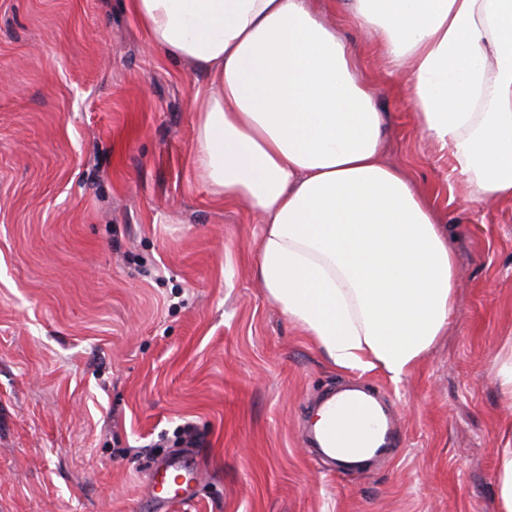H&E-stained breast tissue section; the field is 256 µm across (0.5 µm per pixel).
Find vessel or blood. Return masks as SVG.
Here are the masks:
<instances>
[{"mask_svg": "<svg viewBox=\"0 0 512 512\" xmlns=\"http://www.w3.org/2000/svg\"><path fill=\"white\" fill-rule=\"evenodd\" d=\"M309 412L314 421L305 428L303 442L315 461L342 473H363L399 455V419L391 400L373 384L338 383L323 391ZM200 477L192 457L161 460L150 474V497L160 512H177L193 500Z\"/></svg>", "mask_w": 512, "mask_h": 512, "instance_id": "b4317fda", "label": "vessel or blood"}]
</instances>
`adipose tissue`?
I'll use <instances>...</instances> for the list:
<instances>
[{"label": "adipose tissue", "mask_w": 512, "mask_h": 512, "mask_svg": "<svg viewBox=\"0 0 512 512\" xmlns=\"http://www.w3.org/2000/svg\"><path fill=\"white\" fill-rule=\"evenodd\" d=\"M150 47L206 78L198 180L262 224L255 273L340 369L409 377L453 315L441 214L383 160L356 50L315 0H128ZM470 203L512 204V0H345Z\"/></svg>", "instance_id": "adipose-tissue-1"}]
</instances>
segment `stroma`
Segmentation results:
<instances>
[{"mask_svg":"<svg viewBox=\"0 0 512 512\" xmlns=\"http://www.w3.org/2000/svg\"><path fill=\"white\" fill-rule=\"evenodd\" d=\"M318 7L457 262L445 336L400 383L365 375L395 403L398 458L336 475L308 456L307 402L350 373L255 277L259 217L196 177L204 76L152 50L127 0H0V512H158L148 476L187 423L201 479L181 512H499L512 206L465 198L369 38Z\"/></svg>","mask_w":512,"mask_h":512,"instance_id":"stroma-1","label":"stroma"}]
</instances>
